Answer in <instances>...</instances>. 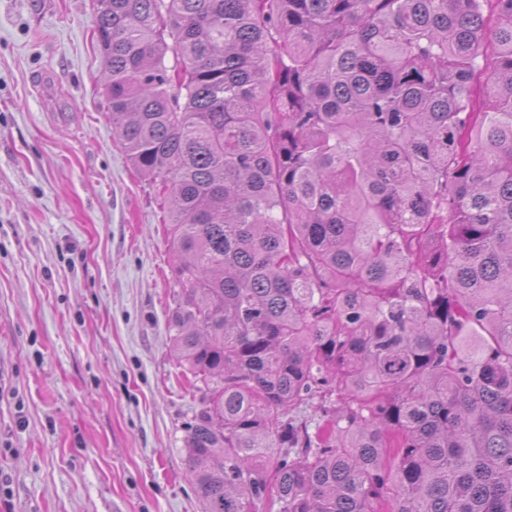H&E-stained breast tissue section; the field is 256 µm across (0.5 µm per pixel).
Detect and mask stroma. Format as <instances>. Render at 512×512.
<instances>
[{"mask_svg": "<svg viewBox=\"0 0 512 512\" xmlns=\"http://www.w3.org/2000/svg\"><path fill=\"white\" fill-rule=\"evenodd\" d=\"M95 28L93 0H0V512H203L173 248Z\"/></svg>", "mask_w": 512, "mask_h": 512, "instance_id": "stroma-1", "label": "stroma"}]
</instances>
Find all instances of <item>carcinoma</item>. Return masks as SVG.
I'll return each mask as SVG.
<instances>
[{"label": "carcinoma", "instance_id": "cac0c4a2", "mask_svg": "<svg viewBox=\"0 0 512 512\" xmlns=\"http://www.w3.org/2000/svg\"><path fill=\"white\" fill-rule=\"evenodd\" d=\"M94 4L204 512H512V0Z\"/></svg>", "mask_w": 512, "mask_h": 512}]
</instances>
